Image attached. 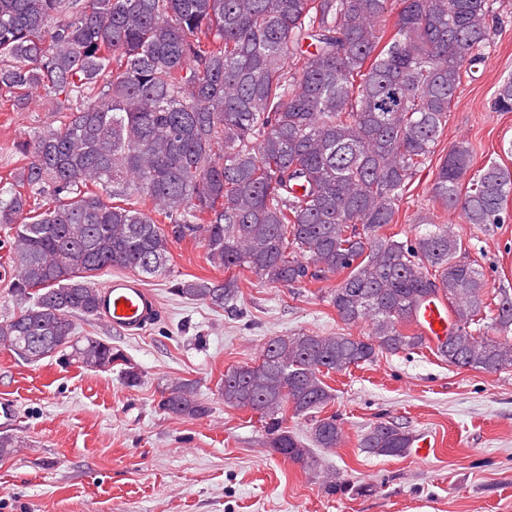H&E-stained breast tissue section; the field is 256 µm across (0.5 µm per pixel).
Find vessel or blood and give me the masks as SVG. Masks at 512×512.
<instances>
[{
    "label": "vessel or blood",
    "instance_id": "obj_1",
    "mask_svg": "<svg viewBox=\"0 0 512 512\" xmlns=\"http://www.w3.org/2000/svg\"><path fill=\"white\" fill-rule=\"evenodd\" d=\"M159 315L157 296L137 276H113L100 290V320L123 334H138ZM415 321L420 333L432 343L447 336L453 326L448 304L441 299L423 304Z\"/></svg>",
    "mask_w": 512,
    "mask_h": 512
}]
</instances>
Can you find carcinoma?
Masks as SVG:
<instances>
[{
  "instance_id": "obj_1",
  "label": "carcinoma",
  "mask_w": 512,
  "mask_h": 512,
  "mask_svg": "<svg viewBox=\"0 0 512 512\" xmlns=\"http://www.w3.org/2000/svg\"><path fill=\"white\" fill-rule=\"evenodd\" d=\"M0 0V91L24 110L40 93L59 127L18 141L26 159L0 188L9 227L12 297L0 345L38 362L57 355L86 369L142 374L112 344L76 337L96 318L93 278L112 268L156 277L172 245L204 241L211 267L246 269L269 284L347 272L328 293L345 325L370 319L372 336H275L258 363L224 373L230 408L260 415L264 446L306 470L313 449L285 426L334 400L324 381L387 352L426 346L403 325L418 305L448 299L455 328L436 352L458 368L512 369V294L484 301V277L439 228L398 241L396 203L425 168L463 76L482 63L494 31L490 0ZM512 112V79L496 94ZM459 144L441 158L432 197L469 224H502L512 172L471 173ZM46 194V204L32 205ZM174 295L222 308L237 278L179 280ZM160 408L198 419L210 407L194 380L169 381ZM318 448L342 439L336 416L315 420ZM412 435L380 421L360 438L369 456L402 457ZM23 448L0 436V459Z\"/></svg>"
}]
</instances>
